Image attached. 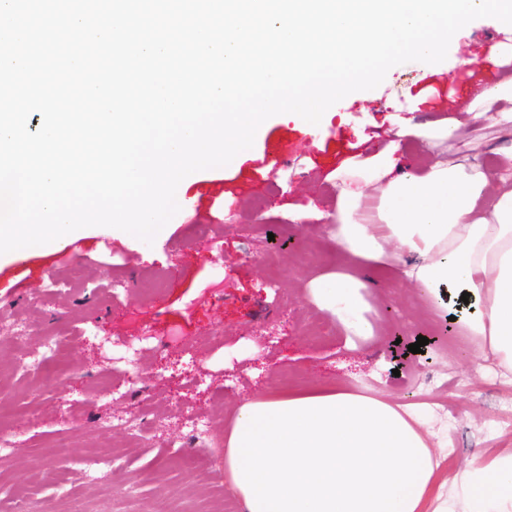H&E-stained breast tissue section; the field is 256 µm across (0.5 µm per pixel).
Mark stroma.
Masks as SVG:
<instances>
[{"instance_id":"35a3bbf8","label":"stroma","mask_w":512,"mask_h":512,"mask_svg":"<svg viewBox=\"0 0 512 512\" xmlns=\"http://www.w3.org/2000/svg\"><path fill=\"white\" fill-rule=\"evenodd\" d=\"M509 31L494 18L473 20L435 69L395 66L371 94L344 97L316 125L292 113L267 119L233 164L185 177L179 192L199 199L201 216L179 211L153 243L86 229L46 244L26 276L11 254L0 255V432L11 442L0 453V512H61L71 498L89 501L92 512H158L185 495L203 512H243L237 495L216 491L236 408L315 384L340 382L421 409L432 453L450 449L462 465L512 448V374L472 343H444L469 315L446 291L427 301L393 275L370 273L376 334L355 348L306 295L312 278L343 263L331 239V177L351 156L379 153L400 129L458 118L455 143L493 166L498 126L467 114L470 99L430 102L425 88L471 64L489 86L512 75V45L492 40ZM216 179L232 193L230 214L205 195ZM310 205L324 219L289 220L290 209ZM169 268L180 270V285L145 296L146 276ZM118 281L120 316L112 313ZM47 330L60 333L57 352L37 338ZM168 331L179 365L166 385L156 340ZM421 336L429 340L423 352H409ZM137 370L146 379L130 383ZM188 404L212 418L194 448L185 439ZM134 411L142 427L126 426ZM58 440L67 446L56 453ZM105 440L115 460L93 461L91 448Z\"/></svg>"}]
</instances>
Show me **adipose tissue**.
<instances>
[{
  "instance_id": "obj_1",
  "label": "adipose tissue",
  "mask_w": 512,
  "mask_h": 512,
  "mask_svg": "<svg viewBox=\"0 0 512 512\" xmlns=\"http://www.w3.org/2000/svg\"><path fill=\"white\" fill-rule=\"evenodd\" d=\"M452 131L414 128L431 143L425 167L389 149L337 172L332 239L372 270L469 293L464 330L512 370V151L492 178L469 153L449 151ZM366 289L339 270L311 279L307 295L354 345L375 336ZM417 420L413 407L338 384L246 402L224 452L230 488L246 512H512V448L446 470Z\"/></svg>"
}]
</instances>
